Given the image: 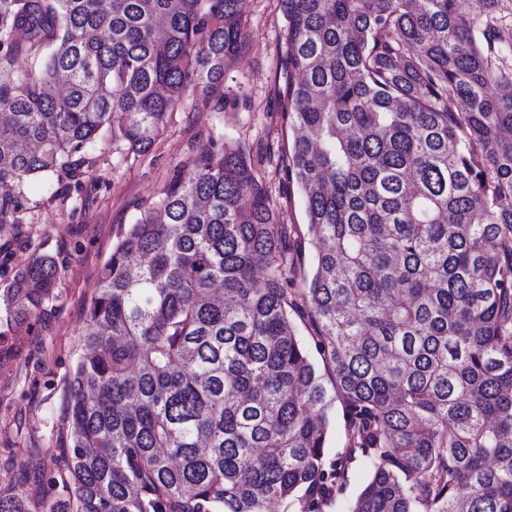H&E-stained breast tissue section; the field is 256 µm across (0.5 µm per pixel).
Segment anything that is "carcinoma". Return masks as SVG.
Masks as SVG:
<instances>
[{"label":"carcinoma","instance_id":"carcinoma-1","mask_svg":"<svg viewBox=\"0 0 512 512\" xmlns=\"http://www.w3.org/2000/svg\"><path fill=\"white\" fill-rule=\"evenodd\" d=\"M245 2L0 0V186L149 150L224 83ZM468 2L282 0L311 270L288 287L243 150L196 149L87 302L49 512H323L359 456L348 512H512V7ZM56 297L40 255L0 304ZM0 512L41 504L12 485Z\"/></svg>","mask_w":512,"mask_h":512}]
</instances>
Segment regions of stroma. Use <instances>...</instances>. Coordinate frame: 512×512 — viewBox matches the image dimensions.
Listing matches in <instances>:
<instances>
[{"mask_svg": "<svg viewBox=\"0 0 512 512\" xmlns=\"http://www.w3.org/2000/svg\"><path fill=\"white\" fill-rule=\"evenodd\" d=\"M243 24L249 42L226 69L225 92L179 103L148 151L107 150L80 179L34 178L14 187L16 208L0 228V290L34 256L48 254L57 263L59 296L32 326L0 325L16 347L15 357L0 363V486L23 485L36 500L52 497L33 476L61 465L59 416L81 354L84 304L120 230L157 199L173 172L188 173L197 146L241 145L282 223L304 228L302 193L285 174L292 127L281 0H246Z\"/></svg>", "mask_w": 512, "mask_h": 512, "instance_id": "obj_1", "label": "stroma"}]
</instances>
